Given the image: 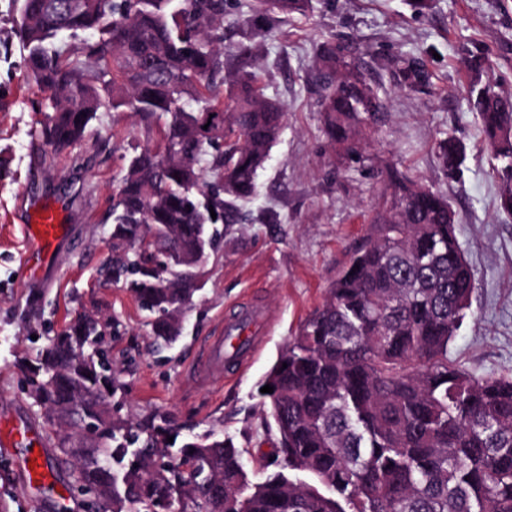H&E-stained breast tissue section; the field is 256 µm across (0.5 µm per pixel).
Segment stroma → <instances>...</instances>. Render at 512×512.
Segmentation results:
<instances>
[{"label":"stroma","mask_w":512,"mask_h":512,"mask_svg":"<svg viewBox=\"0 0 512 512\" xmlns=\"http://www.w3.org/2000/svg\"><path fill=\"white\" fill-rule=\"evenodd\" d=\"M306 15L275 26L256 0H236L224 18V45L251 46L266 96L287 114L284 128L242 207V223L222 225L217 251L201 272L170 346L151 335V315L125 277L108 273V209L125 160L149 142L131 112L98 113L92 132L55 156L37 136L44 119L14 36L16 4L0 0V421L38 427L58 481L71 463L56 460L64 431L27 394L20 365L83 314L112 322L113 419L150 432L157 414L175 420L176 444L207 433L233 437L249 474H269L278 435L265 428L258 385L299 326L322 303L338 274L369 240L371 219L389 190L388 171L444 194L459 215L457 237L474 270L471 309L448 346L453 364L479 375H512V217L499 214L495 161L467 96L468 60L488 51L499 88L512 92V0H430L416 13L409 0H313ZM347 46L385 107L366 127L357 164L327 142L311 65L325 38ZM420 58L432 78L421 91L400 89L389 62ZM453 137L465 148L460 177L440 167L436 143ZM62 204L69 233L54 264L33 277L23 262L29 202ZM271 317L243 367L204 377L197 371L209 336L244 303ZM23 449L0 452V512H58L57 501L24 482Z\"/></svg>","instance_id":"obj_1"}]
</instances>
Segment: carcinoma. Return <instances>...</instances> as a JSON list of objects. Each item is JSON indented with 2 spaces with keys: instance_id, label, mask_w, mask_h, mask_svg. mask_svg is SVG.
Masks as SVG:
<instances>
[{
  "instance_id": "cac0c4a2",
  "label": "carcinoma",
  "mask_w": 512,
  "mask_h": 512,
  "mask_svg": "<svg viewBox=\"0 0 512 512\" xmlns=\"http://www.w3.org/2000/svg\"><path fill=\"white\" fill-rule=\"evenodd\" d=\"M45 121L38 136L56 155L83 141L103 109L139 116L157 132L129 159L115 195L116 272L170 339L196 291L199 262L216 244L210 226L240 221L286 121L258 70L224 72L230 0H15ZM264 11L304 14L312 0H259ZM324 130L348 160L362 159L363 126L381 111L374 89L326 40L313 61ZM402 88L430 74L416 57L395 60ZM226 84L224 96L215 93ZM497 160V209L512 215V97L468 90ZM223 116L220 136L203 129ZM436 157L453 177L465 159L452 138ZM216 217H211V213ZM372 223L375 238L350 260L323 304L299 327L260 386L278 433L281 470L249 476L229 437L198 436L172 453L159 417L139 441L112 421L114 382L98 349L108 325L88 315L51 337L29 373L28 396L61 427L91 437L65 484L85 512H512V377L477 376L448 362V344L471 307L474 273L448 198L394 177ZM187 259L162 272L153 255Z\"/></svg>"
}]
</instances>
